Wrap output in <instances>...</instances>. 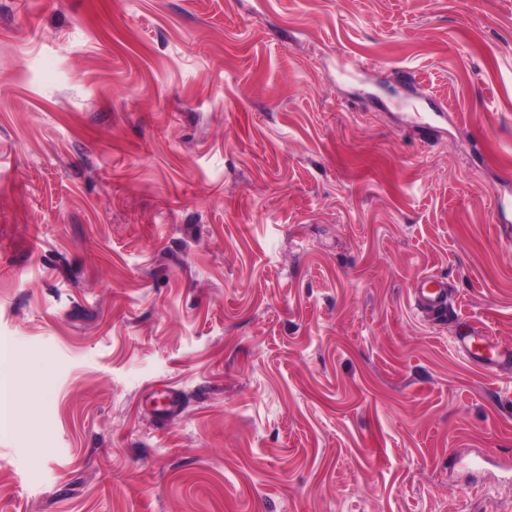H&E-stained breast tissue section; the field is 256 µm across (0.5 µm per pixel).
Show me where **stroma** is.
Segmentation results:
<instances>
[{
	"mask_svg": "<svg viewBox=\"0 0 512 512\" xmlns=\"http://www.w3.org/2000/svg\"><path fill=\"white\" fill-rule=\"evenodd\" d=\"M509 171L512 0H0V512H512ZM416 309L430 319L448 317V288L432 274L422 275L413 291ZM463 357L469 362L482 361L491 365L512 364V347H505L489 339V336H464L455 339ZM486 350V354L482 350Z\"/></svg>",
	"mask_w": 512,
	"mask_h": 512,
	"instance_id": "stroma-1",
	"label": "stroma"
}]
</instances>
